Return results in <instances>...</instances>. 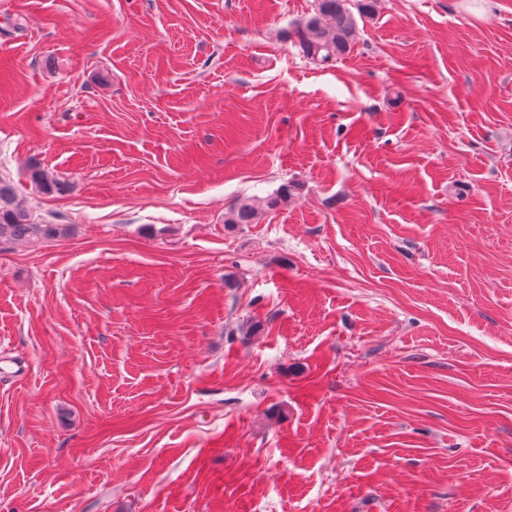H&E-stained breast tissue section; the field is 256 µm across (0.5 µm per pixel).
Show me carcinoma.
<instances>
[{"label": "carcinoma", "instance_id": "obj_1", "mask_svg": "<svg viewBox=\"0 0 512 512\" xmlns=\"http://www.w3.org/2000/svg\"><path fill=\"white\" fill-rule=\"evenodd\" d=\"M349 0H315L313 13L297 25L298 46L303 55L320 66H328L345 55L356 34L357 18H368L374 11L375 0H364L353 14ZM23 176L32 189L41 193L64 192L69 184L33 159L25 167ZM285 193L279 192L262 200L244 197L234 204L225 217L226 224H251L259 207L279 206ZM69 224H52L38 219L19 200L18 184L0 174V246L34 240L65 239L71 235Z\"/></svg>", "mask_w": 512, "mask_h": 512}]
</instances>
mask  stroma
Instances as JSON below:
<instances>
[{
	"label": "stroma",
	"instance_id": "stroma-1",
	"mask_svg": "<svg viewBox=\"0 0 512 512\" xmlns=\"http://www.w3.org/2000/svg\"><path fill=\"white\" fill-rule=\"evenodd\" d=\"M313 4L0 0V512H512V0ZM349 1L315 0L313 13L297 25L298 46L312 63L328 66L349 51L358 27ZM23 176L29 182L32 189L41 193H51L54 191L64 192L69 190V184L65 180L55 176L37 159L28 162ZM18 184L0 174V246L34 240L65 239L71 235L69 224H51L37 219L19 200ZM281 190L284 192H278L262 200L252 197H244L238 200V202L230 208L228 216L225 217V224H252L260 206H264L267 209L279 206L283 198H285V191H288V189L281 188Z\"/></svg>",
	"mask_w": 512,
	"mask_h": 512
}]
</instances>
